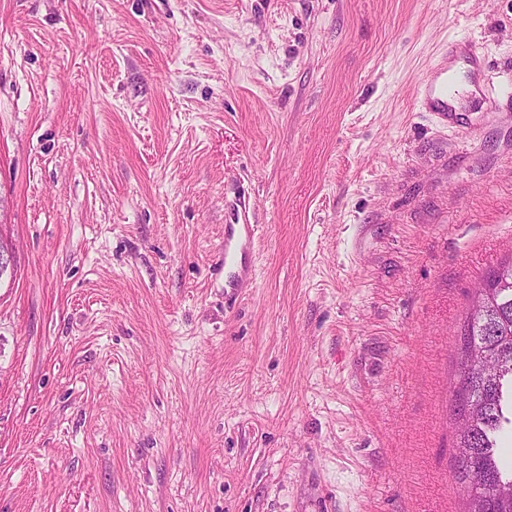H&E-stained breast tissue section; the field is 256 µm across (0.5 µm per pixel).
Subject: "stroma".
I'll return each mask as SVG.
<instances>
[{
    "instance_id": "1",
    "label": "stroma",
    "mask_w": 512,
    "mask_h": 512,
    "mask_svg": "<svg viewBox=\"0 0 512 512\" xmlns=\"http://www.w3.org/2000/svg\"><path fill=\"white\" fill-rule=\"evenodd\" d=\"M452 37L470 144L415 103ZM0 242V512H464L512 0H0ZM256 232L255 224L224 225V294L233 295L253 280Z\"/></svg>"
}]
</instances>
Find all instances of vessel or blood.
Listing matches in <instances>:
<instances>
[{
  "instance_id": "vessel-or-blood-1",
  "label": "vessel or blood",
  "mask_w": 512,
  "mask_h": 512,
  "mask_svg": "<svg viewBox=\"0 0 512 512\" xmlns=\"http://www.w3.org/2000/svg\"><path fill=\"white\" fill-rule=\"evenodd\" d=\"M463 58L471 73L483 77L480 94H487L492 85L485 75L489 62L475 44L452 41L447 53L434 63L418 83L415 93L424 111L430 112L438 126L467 133L468 128L455 104L460 93L457 89L452 63ZM257 227L253 224H228L224 227V288L226 294H235L248 287L254 277L252 257L255 250Z\"/></svg>"
}]
</instances>
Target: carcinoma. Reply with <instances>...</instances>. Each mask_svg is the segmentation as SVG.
Returning a JSON list of instances; mask_svg holds the SVG:
<instances>
[{
	"mask_svg": "<svg viewBox=\"0 0 512 512\" xmlns=\"http://www.w3.org/2000/svg\"><path fill=\"white\" fill-rule=\"evenodd\" d=\"M487 288L458 327L454 416L466 425L455 447L471 467L456 466L468 495L467 512H512V469L495 456L501 434L512 430V261L485 276Z\"/></svg>",
	"mask_w": 512,
	"mask_h": 512,
	"instance_id": "obj_1",
	"label": "carcinoma"
}]
</instances>
